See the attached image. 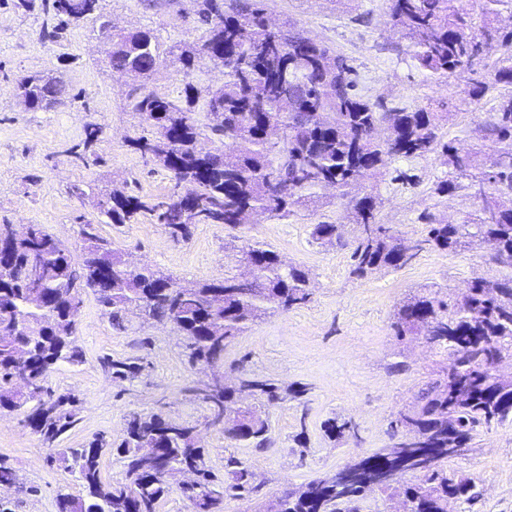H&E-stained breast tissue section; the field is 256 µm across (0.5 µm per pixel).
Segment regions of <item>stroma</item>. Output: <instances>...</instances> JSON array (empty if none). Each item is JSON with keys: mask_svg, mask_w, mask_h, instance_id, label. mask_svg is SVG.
I'll return each mask as SVG.
<instances>
[{"mask_svg": "<svg viewBox=\"0 0 512 512\" xmlns=\"http://www.w3.org/2000/svg\"><path fill=\"white\" fill-rule=\"evenodd\" d=\"M150 0H102V11L126 29L151 31L162 47L193 41L202 35L194 23V0L150 7ZM267 17L291 22L317 42L344 55L355 69L358 90L370 100L392 101L410 108L446 103L454 91L432 80L406 53V39L392 25L385 0H264ZM52 14L15 9L0 0V224L23 229L38 224L81 257L80 227L91 221L113 249L185 281L220 280L225 271L245 273L243 246L258 242L289 265L304 269L313 295L306 304L277 311L257 321L224 350L215 365L190 363L186 340L169 324L143 322L129 315L124 330L112 328L93 293H85L77 317L76 336L83 361L60 364L48 385L74 398L77 422L63 437L66 448L99 439L107 449L101 460L104 481L123 479L124 468L114 451L126 433L130 413H156L194 426L207 451L206 462L223 477L228 457L252 470L261 488L249 497H225L223 512H260L265 501L284 489H295L360 457L391 446L392 425L416 401L425 384L449 366L448 353L422 336L397 338L391 328L402 302L432 292L448 302L465 293L473 277H512V263L491 258L490 247L448 253L421 251L407 265L365 278L351 272L349 241L354 237L346 208L323 191L316 206L285 220L256 217L253 223L230 227L198 224L187 238L173 240L164 225L150 219L113 224L80 197L73 186L105 189L123 181L129 192L166 199L172 183L153 160L133 152L129 137L138 120L125 106L128 78L110 71L93 32L84 21L69 25L58 38ZM61 77L68 99L47 110L17 106L14 90L20 77ZM222 73L201 59L190 76L163 57L151 87L162 97H178L185 83L199 91L220 84ZM504 87L491 89L480 102L461 104L443 128L445 140L462 150L478 142V128L495 107ZM104 126L95 152L101 163L86 167L67 156L85 137V126ZM413 182L396 180V173ZM448 168L439 154L392 159L385 174L367 179L368 192L380 202L377 220L391 226L405 241L426 234V216L458 222L475 209L467 190L471 180L458 178L457 189L442 195L438 183ZM342 227L341 243L316 240L319 223ZM135 359L134 379L115 378L105 359ZM403 370H395V363ZM220 373L232 379L248 375L271 380L280 390L305 387L303 396L264 406L272 444L259 449L225 436L208 422V411L188 388ZM351 422L354 433L329 438L328 420ZM0 460L18 475L15 486L0 490L11 512H57V498L78 494L75 476L51 463L50 451L25 423L22 412L0 413ZM456 478L472 480L479 492L469 503L452 500L448 512H512V421L481 429L464 456L449 460Z\"/></svg>", "mask_w": 512, "mask_h": 512, "instance_id": "35a3bbf8", "label": "stroma"}]
</instances>
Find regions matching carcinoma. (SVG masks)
<instances>
[{
    "label": "carcinoma",
    "mask_w": 512,
    "mask_h": 512,
    "mask_svg": "<svg viewBox=\"0 0 512 512\" xmlns=\"http://www.w3.org/2000/svg\"><path fill=\"white\" fill-rule=\"evenodd\" d=\"M13 2L26 12L51 11L62 25L97 22L106 68L133 78L126 105L138 116L140 133L129 147L156 161L175 195L184 198L155 202L113 188L94 201L111 223L149 218L165 225L171 236L185 237L196 224H248L254 213L284 220L315 203L319 190L331 188L356 226L351 260L358 278L400 268L427 247L455 253L492 240L496 258H512V93L499 98L480 127L481 138L498 149L460 154L440 135L452 113L363 99L346 57L289 22L267 28L262 0H199L196 22L203 36L168 49L149 30L113 26L100 0ZM387 2L393 26L428 77L463 80L462 93L472 102L496 86L512 87V29L498 25L503 13L512 14V0H483L478 20L469 0ZM488 41L502 53L492 66L482 63ZM167 54L186 76L201 56L221 69L223 82L206 95L205 121L193 111L198 96L193 84L185 83L176 99L149 89ZM66 95L61 79L50 75L17 82L16 96L30 110L52 108ZM102 133L100 124L88 123L84 151L71 154L86 166L99 164L87 149ZM435 152L460 174L483 169L477 208L457 224L428 219L425 237L406 254L400 236L376 222L377 198L364 191L363 182L382 174L393 158ZM80 234L84 245L77 263L39 225H32L29 236L16 237L9 225L0 224V410L23 412L26 424L50 447L51 458L76 474L82 492L59 495L57 512H156L174 487L162 472L186 466L199 473L195 487L182 490L190 512H218L224 495L256 492L254 473L233 457L224 466V484L217 486L195 427L158 414L129 416L117 445L124 480L103 481L102 441L59 447L75 423L69 409L73 400L55 395L47 379L60 363L83 362L75 317L89 290L113 328L125 329L127 311L137 309L146 321L172 324L187 339L190 359L211 365L255 322L307 303L312 296L308 273L285 264L270 249L250 246L242 250V259L253 267L255 283L241 285L230 272L222 280L181 282L112 249L90 222L81 225ZM313 236L333 245L342 238L341 225L317 224ZM392 328L400 338L423 334L450 351L451 368L429 381L415 405L396 420L397 442L356 461L363 471L346 488L337 489L336 474L329 473L275 496L263 512H336L339 500L355 509L373 489L369 473L394 466L399 448H415L423 459L397 472L379 491L402 497L409 512H448V496L468 502L478 497L476 485L450 477L444 463L457 457L453 449L470 444L478 428L512 419V380L495 373L502 355L512 353V278L476 277L451 306L432 293L416 295L398 308ZM18 349L28 354L23 368L14 363ZM108 365L120 379L139 371L127 360L112 359ZM21 374L28 384L17 390L13 379ZM245 389L256 400L281 399L273 382L253 378L228 384L215 377L192 392L208 405L212 424L222 426L227 437L263 448L268 423L256 405L239 400ZM143 448L156 452L145 456ZM410 474L420 475V482H407Z\"/></svg>",
    "instance_id": "obj_1"
}]
</instances>
